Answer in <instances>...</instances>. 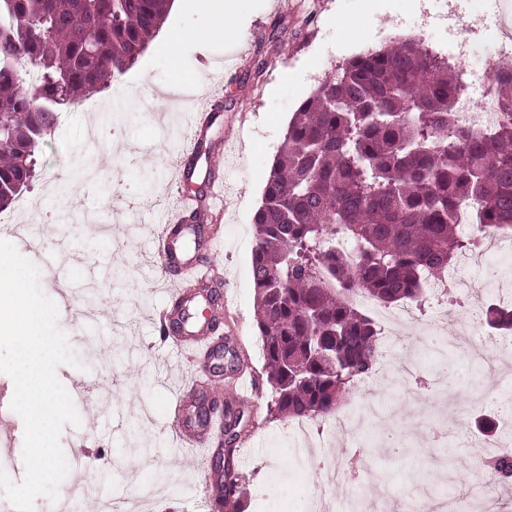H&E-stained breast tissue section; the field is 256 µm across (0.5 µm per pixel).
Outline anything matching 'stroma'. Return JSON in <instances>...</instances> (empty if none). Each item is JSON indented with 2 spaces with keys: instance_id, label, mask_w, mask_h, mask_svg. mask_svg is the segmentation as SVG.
I'll return each mask as SVG.
<instances>
[{
  "instance_id": "obj_1",
  "label": "stroma",
  "mask_w": 512,
  "mask_h": 512,
  "mask_svg": "<svg viewBox=\"0 0 512 512\" xmlns=\"http://www.w3.org/2000/svg\"><path fill=\"white\" fill-rule=\"evenodd\" d=\"M310 4L315 7L310 24L297 28V15ZM490 8L489 0H233L227 14L217 0H186L184 9L169 12L164 22L181 39L178 59L150 41L137 63L110 84L122 94L123 105L137 110L129 122L103 119L98 144L112 150L105 170L84 165L85 112H72L67 125L45 140L36 175L23 190L41 199V211L31 221L46 248L34 262L45 295L57 303L70 300L59 325L81 363L57 369L60 382L76 396L81 419L80 427L65 426L60 437L69 464L60 496L82 484L84 512H105L106 501L134 497L149 485L155 490L150 512H212L200 480L214 452L183 448L170 407L179 383L197 378L207 383L202 400H225L234 377L226 364L241 351L250 373L247 392L234 401L244 413L234 465L245 477V512H304L305 501L319 491L318 478L307 470V451L294 440L288 420L271 419L267 412L265 360L254 317L252 220L270 166L293 113L338 65L361 53L364 43L381 47L386 29L426 40L442 34L453 19L458 40L478 43L485 37L478 18ZM186 31L191 39H183ZM276 36L282 42L277 64L264 73L261 88H254L255 66L269 55ZM187 94L199 96V111L212 117L206 141L220 140L232 149L223 166H214L208 152L185 153L194 116H168L163 127L152 120L160 101ZM181 166L190 170V179L176 177ZM51 176L78 194L79 209L43 198V183ZM218 179L224 182L220 220L207 224L202 248L187 237L178 247L180 259L211 262L222 288L220 331L212 336L219 347L202 363H189L160 333L159 314L169 305L164 282L177 269L158 271L146 257L157 246L172 203L187 189ZM115 206L132 208L136 223L112 224ZM439 341L419 324L417 332L391 347V370L350 394L339 409L343 417L362 405L393 414L387 427L375 423L371 429H386L402 452L382 447L361 453L362 468L383 483L388 512H399L400 500L411 496L422 497L425 512H437L447 492L465 497L475 464L466 398L481 396L490 412L512 399V364L498 350L512 343V332L495 331L484 367L454 348L447 360L434 362ZM404 364L428 380L441 375L448 391L463 395L458 410L464 424L447 446L417 441L414 419L439 417L444 404L430 395L406 400L405 387L391 374ZM13 392L11 378L0 373V469L18 482L24 475V425L10 407ZM80 454L96 459L97 468L80 470Z\"/></svg>"
}]
</instances>
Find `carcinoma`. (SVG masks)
<instances>
[{"instance_id":"1","label":"carcinoma","mask_w":512,"mask_h":512,"mask_svg":"<svg viewBox=\"0 0 512 512\" xmlns=\"http://www.w3.org/2000/svg\"><path fill=\"white\" fill-rule=\"evenodd\" d=\"M171 0H0V210L34 170L56 113L125 73L162 27ZM29 61L38 83L20 70ZM494 93L508 110L480 132L452 129L464 90L448 59L421 40L395 38L341 64L288 122L254 213L252 278L272 416L321 420L338 410L380 355L378 329L359 298L419 303L425 278L470 247L456 206L480 203V222L512 229V68ZM352 240L347 259L330 240ZM486 319L512 330V308ZM225 411L224 475L215 512H245L232 464L240 415ZM512 484V456L488 461Z\"/></svg>"}]
</instances>
